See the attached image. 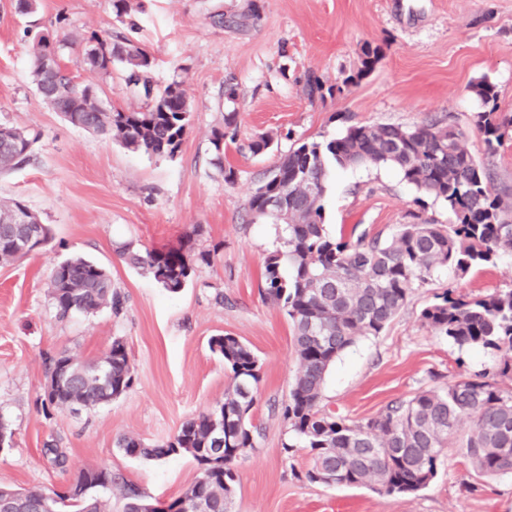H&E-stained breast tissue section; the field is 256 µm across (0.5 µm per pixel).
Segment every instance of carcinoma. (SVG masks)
<instances>
[{
    "label": "carcinoma",
    "mask_w": 512,
    "mask_h": 512,
    "mask_svg": "<svg viewBox=\"0 0 512 512\" xmlns=\"http://www.w3.org/2000/svg\"><path fill=\"white\" fill-rule=\"evenodd\" d=\"M44 37L33 39V82L42 100L70 125L109 138L124 148L159 157L178 152L190 121L182 82L174 80L154 91L149 73L154 57L127 36L96 32L80 40L53 42L57 61L42 63ZM82 46V61L91 71L112 74L120 66L128 85L140 88L144 106L123 112L104 101L99 91L70 76L58 58L62 45ZM483 111L474 124L489 151L512 128V114L498 111L495 86L486 79L472 85ZM237 124V112L224 114V128L209 138L211 164L224 171V129ZM39 134L0 126V175L29 162ZM388 165L419 193L441 201L450 215L446 224L428 219L403 224L390 239L358 236L353 243L331 236L325 228L322 200L338 168ZM280 201V214L266 213L269 200ZM250 221L280 225V245L265 259L264 297L280 305L295 328L299 371L290 389L283 419L301 447L309 449L312 467L305 477L328 486H368L381 494L412 495L436 476L442 457L460 450L475 473L495 477L512 472V393L500 382L512 381V289L464 298L448 288L423 309V321L459 347L483 346L500 352L490 369L461 377L443 388L425 389L395 402L376 417L360 423L321 405L326 374L336 358L361 336H378L403 308L415 281L449 266L460 274L512 254V188L494 184L490 169L466 150L464 133L437 121L410 127L353 125L339 138L304 142L278 155L256 183L247 202ZM20 212L27 224L0 223V263L15 262L19 250L35 233L46 245L50 230L16 199L0 201V215ZM128 265L140 268L170 293L192 281L200 264H211L216 253L192 241L165 253L142 252L133 241L118 250ZM47 293L60 320L91 315L107 308L118 314L123 296L112 275L93 260L67 258L49 275ZM224 360L230 382L224 401L185 421L169 440L151 448L133 436L116 447L130 457L162 458L189 455L200 476L170 508L197 512H232L237 458L254 447L257 429L250 423L260 365L254 352L226 334L210 341ZM47 381L58 382L57 400L46 408L68 409L75 403L90 409L109 404L130 390L134 368L122 338L90 361L66 352L46 359ZM473 418L469 432L457 436L458 423ZM222 464H212L215 449ZM93 485L87 496L28 488L19 495L0 486V512H112V498L124 512L149 504L135 483L106 464L80 470Z\"/></svg>",
    "instance_id": "cac0c4a2"
}]
</instances>
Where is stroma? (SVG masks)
Instances as JSON below:
<instances>
[{
  "instance_id": "stroma-1",
  "label": "stroma",
  "mask_w": 512,
  "mask_h": 512,
  "mask_svg": "<svg viewBox=\"0 0 512 512\" xmlns=\"http://www.w3.org/2000/svg\"><path fill=\"white\" fill-rule=\"evenodd\" d=\"M135 41L155 59L157 88L181 81L192 106L190 128L174 158L133 153L115 141L67 124L32 83L31 42L104 31L127 33L111 0H37L22 13L0 0V125L38 132L30 163L0 175V198L18 199L52 232L30 256L0 265V415L14 432L0 448V484L60 489L82 468L106 463L155 501L182 494L199 469L188 456L149 460L125 455L115 443L134 436L151 445L183 422L223 401L228 373L210 348L229 334L248 344L262 364L251 422L255 446L236 465L233 512H512V473L477 476L460 451L449 450L435 479L414 496L381 495L367 487L308 482V449L291 447L282 407L298 371L294 328L281 306L261 294L264 261L277 246L275 225L249 223L246 201L260 173L299 144L339 137L351 125L412 126L431 118L460 128L467 150L489 164L495 182L512 186V132L488 153L473 124L478 103L470 87L487 78L500 111L512 113V0H129ZM258 15L246 27L219 28L216 11ZM381 56L359 75L365 47ZM78 82L98 88L112 107L140 109L141 98L120 72L88 70L81 55L61 52ZM323 95L308 97L307 75ZM358 80L345 85L350 75ZM234 86L236 138L224 143V167L210 162L209 134L223 126L227 86ZM272 137L260 154L248 145ZM234 172L225 181L224 169ZM331 235L388 239L417 219L444 224L448 209L419 196L386 166L337 171L324 201ZM195 233L210 265L172 294L116 248L132 240L167 252ZM83 256L105 266L124 294L121 315L104 309L61 321L47 295L52 268ZM469 297L512 288V257L463 277L436 269L415 282L407 302L377 336L360 337L330 369L322 403L349 421L377 416L390 403L442 387L490 367L491 348L458 347L420 317L447 288ZM123 338L135 368L132 388L93 410L44 411L40 396L47 355H102ZM59 440L68 466L42 454Z\"/></svg>"
}]
</instances>
